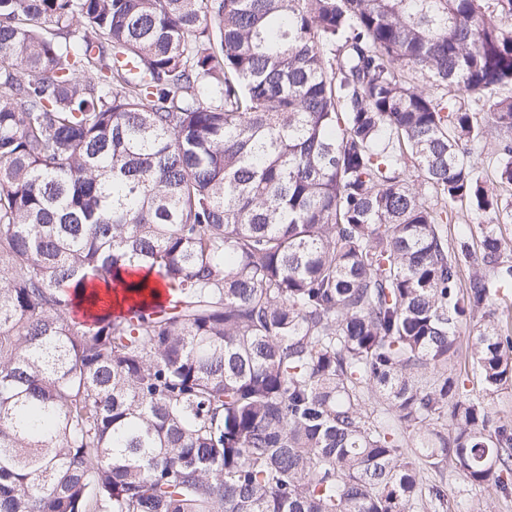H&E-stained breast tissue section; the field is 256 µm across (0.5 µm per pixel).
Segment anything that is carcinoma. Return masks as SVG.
Masks as SVG:
<instances>
[{
    "label": "carcinoma",
    "mask_w": 512,
    "mask_h": 512,
    "mask_svg": "<svg viewBox=\"0 0 512 512\" xmlns=\"http://www.w3.org/2000/svg\"><path fill=\"white\" fill-rule=\"evenodd\" d=\"M503 224L512 0H0V512L508 492Z\"/></svg>",
    "instance_id": "1"
}]
</instances>
